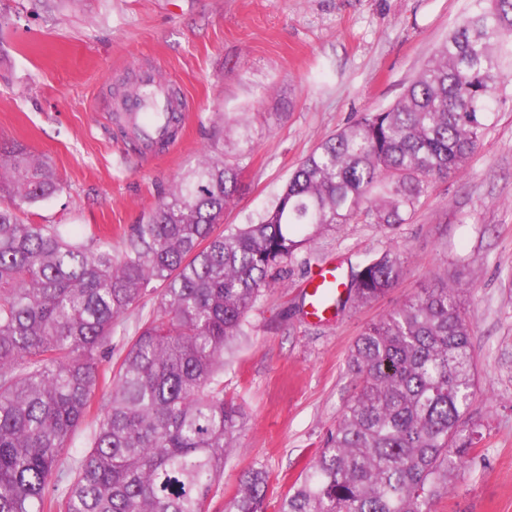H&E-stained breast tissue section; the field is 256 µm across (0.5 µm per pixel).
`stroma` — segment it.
Here are the masks:
<instances>
[{
    "label": "stroma",
    "mask_w": 512,
    "mask_h": 512,
    "mask_svg": "<svg viewBox=\"0 0 512 512\" xmlns=\"http://www.w3.org/2000/svg\"><path fill=\"white\" fill-rule=\"evenodd\" d=\"M471 0H0V148L27 147L63 182L25 210L81 240H122L204 154L221 155L225 119L246 118L253 152L225 224H246L281 193L327 136L392 105ZM191 108L175 144L146 156L120 95L142 70ZM467 165L434 182L392 228L337 224L275 274L224 354V392L245 414L210 512H227L241 477L270 474L266 512L307 468L352 398L348 356L371 322L445 278L459 280L477 366L469 417L478 457L434 512H512V83ZM407 257L398 284L326 322L302 310L309 275L343 277L389 250ZM148 295L112 327L117 369Z\"/></svg>",
    "instance_id": "obj_1"
}]
</instances>
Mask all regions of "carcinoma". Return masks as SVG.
I'll return each mask as SVG.
<instances>
[{
	"mask_svg": "<svg viewBox=\"0 0 512 512\" xmlns=\"http://www.w3.org/2000/svg\"><path fill=\"white\" fill-rule=\"evenodd\" d=\"M512 60V0L471 11L391 106L327 137L253 224L219 229L253 146L206 155L122 250L75 242L20 213L62 190L16 145L0 153V512H209L243 414L224 397V350L272 271L334 224H405L433 181L461 169L496 118ZM388 251L351 274L370 302L401 278ZM150 291L149 317L109 380L112 326ZM461 289L443 282L364 329L357 391L277 512H431L473 461L475 398ZM104 411L75 472L62 463L95 398ZM269 473L232 512H263Z\"/></svg>",
	"mask_w": 512,
	"mask_h": 512,
	"instance_id": "carcinoma-1",
	"label": "carcinoma"
}]
</instances>
